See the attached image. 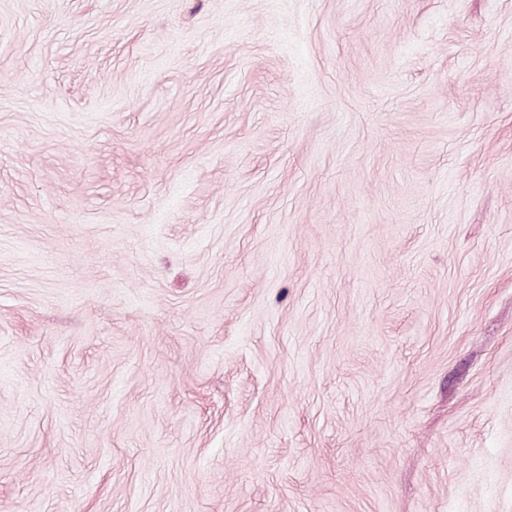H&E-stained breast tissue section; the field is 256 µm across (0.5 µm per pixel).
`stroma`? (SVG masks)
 <instances>
[{"mask_svg": "<svg viewBox=\"0 0 512 512\" xmlns=\"http://www.w3.org/2000/svg\"><path fill=\"white\" fill-rule=\"evenodd\" d=\"M0 512H512V0H0Z\"/></svg>", "mask_w": 512, "mask_h": 512, "instance_id": "obj_1", "label": "stroma"}]
</instances>
